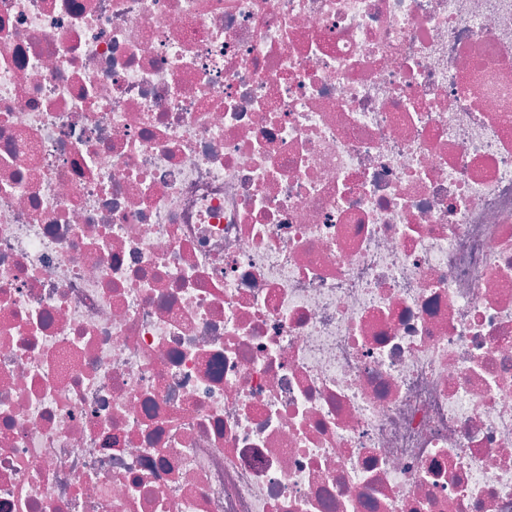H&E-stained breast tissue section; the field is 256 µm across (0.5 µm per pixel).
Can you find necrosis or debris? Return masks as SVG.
<instances>
[{"label":"necrosis or debris","instance_id":"necrosis-or-debris-1","mask_svg":"<svg viewBox=\"0 0 512 512\" xmlns=\"http://www.w3.org/2000/svg\"><path fill=\"white\" fill-rule=\"evenodd\" d=\"M0 512H512V0H0Z\"/></svg>","mask_w":512,"mask_h":512}]
</instances>
